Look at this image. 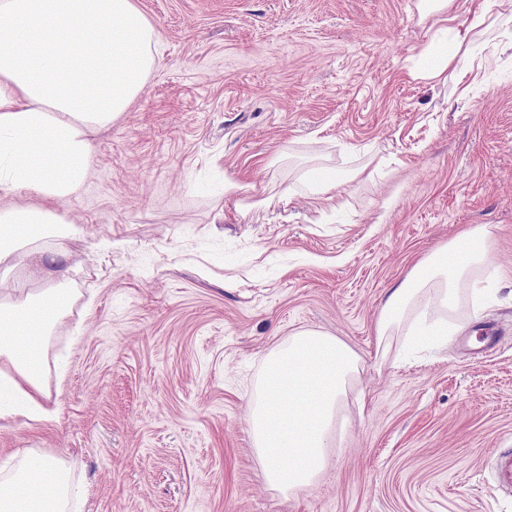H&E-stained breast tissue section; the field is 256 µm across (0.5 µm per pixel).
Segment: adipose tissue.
Wrapping results in <instances>:
<instances>
[{
	"label": "adipose tissue",
	"mask_w": 512,
	"mask_h": 512,
	"mask_svg": "<svg viewBox=\"0 0 512 512\" xmlns=\"http://www.w3.org/2000/svg\"><path fill=\"white\" fill-rule=\"evenodd\" d=\"M420 21L435 19L418 78L454 83L456 100L465 64L488 47L512 50V11L499 0H417ZM154 29L133 0H0V191H39L45 206L0 205V264L51 237L74 234L52 207L79 194L92 165L91 131L110 126L142 90L154 64ZM486 231L456 238L420 260L387 296L376 325V356L391 336L448 333L463 290L481 304L473 271L488 258ZM0 302V418L53 420L45 385L46 350L68 311L64 283L40 293L18 289ZM81 489L63 459L24 451L0 468V512H75Z\"/></svg>",
	"instance_id": "obj_1"
}]
</instances>
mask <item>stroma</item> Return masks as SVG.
<instances>
[{
  "instance_id": "stroma-1",
  "label": "stroma",
  "mask_w": 512,
  "mask_h": 512,
  "mask_svg": "<svg viewBox=\"0 0 512 512\" xmlns=\"http://www.w3.org/2000/svg\"><path fill=\"white\" fill-rule=\"evenodd\" d=\"M134 3L153 69L56 205L76 235L39 244L65 250L76 293L47 347L67 363L45 377L59 418L0 420V465L61 457L81 512H512L495 473L512 454V56L486 50L452 105L413 75L433 36L415 0ZM314 165L374 175L319 202ZM478 226L485 306L463 295L442 346L399 335L377 360L389 292ZM304 329L363 362L324 470L284 496L246 410Z\"/></svg>"
}]
</instances>
